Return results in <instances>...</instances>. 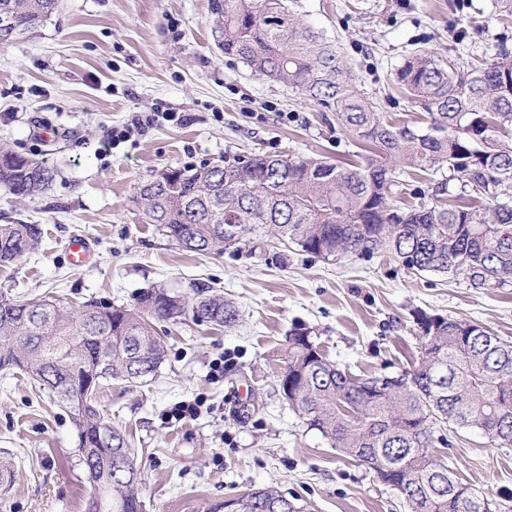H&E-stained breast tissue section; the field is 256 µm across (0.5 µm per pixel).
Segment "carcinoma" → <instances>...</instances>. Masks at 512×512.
I'll use <instances>...</instances> for the list:
<instances>
[{
  "label": "carcinoma",
  "instance_id": "obj_1",
  "mask_svg": "<svg viewBox=\"0 0 512 512\" xmlns=\"http://www.w3.org/2000/svg\"><path fill=\"white\" fill-rule=\"evenodd\" d=\"M298 0H210L212 36L225 56L333 113L369 154L345 167L289 154L236 156L222 165L165 169L138 188L145 223L189 252L240 250L270 240L323 258L388 251L417 274L463 277L474 288L512 283V53L460 66L426 49L408 52L394 82L427 112L426 129L402 125L356 86L336 44L305 21ZM58 0H0V46L42 26ZM392 160L426 171L448 167L461 192L441 181L407 207L390 204ZM43 164L0 144V187L19 198L52 181ZM38 224H0V263L35 250ZM224 327L234 302L201 289L189 299L164 288L131 307L91 302L78 311L43 296H0V371L26 376L71 413L90 492L85 512H142V480L125 435L100 411L110 378L154 375L165 348L153 322L186 318ZM420 361L398 376L360 377L330 360L298 328L280 355L288 407L373 477L403 487L419 512H481V503L433 455L435 426L452 422L512 447V343L464 320L419 313ZM241 512H302L272 486L241 496Z\"/></svg>",
  "mask_w": 512,
  "mask_h": 512
}]
</instances>
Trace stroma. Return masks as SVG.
<instances>
[{"instance_id": "35a3bbf8", "label": "stroma", "mask_w": 512, "mask_h": 512, "mask_svg": "<svg viewBox=\"0 0 512 512\" xmlns=\"http://www.w3.org/2000/svg\"><path fill=\"white\" fill-rule=\"evenodd\" d=\"M306 20L336 39L357 85L402 123L425 116L392 73L423 46L440 56L456 36L476 47L506 37L512 19L494 0H299ZM209 0H59L38 31L0 46V142L54 173L47 190L20 199L0 188V224L41 225V245L0 264V294L132 306L153 287L177 295L200 284L223 292L239 317L217 328L159 322L166 358L147 382H104L100 408L135 450L143 512H209L225 497L272 485L304 512H404L364 466L343 459L282 402L279 352L292 328L310 329L328 357L364 377L416 362V311L478 323L512 342V283L478 291L464 278L418 275L392 254L317 257L289 250L184 251L145 223L137 187L155 171L251 153H300L332 162L356 146L332 113L252 75L214 46ZM183 123L138 127L153 112ZM52 138L41 135L43 128ZM132 135L110 150L112 129ZM86 237L90 263L65 247ZM194 418L176 420L182 403ZM437 448L492 512H512V447L482 432L441 427ZM68 409L22 375L0 372V457L14 480L0 512H84L89 484Z\"/></svg>"}]
</instances>
